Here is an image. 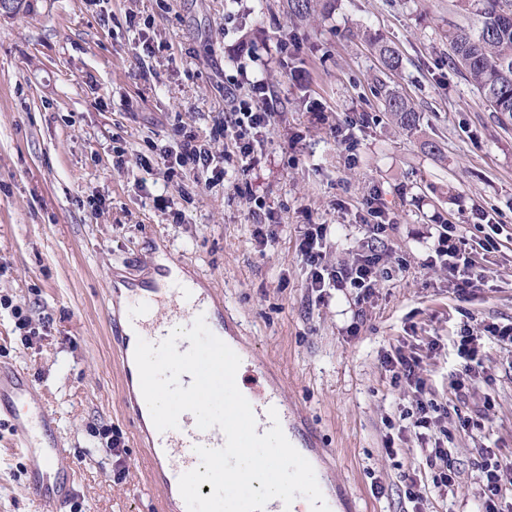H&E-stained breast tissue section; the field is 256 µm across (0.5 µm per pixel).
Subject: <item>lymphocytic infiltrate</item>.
<instances>
[{"label":"lymphocytic infiltrate","mask_w":512,"mask_h":512,"mask_svg":"<svg viewBox=\"0 0 512 512\" xmlns=\"http://www.w3.org/2000/svg\"><path fill=\"white\" fill-rule=\"evenodd\" d=\"M229 86L231 92L238 95L237 103L225 115L223 124L216 128L215 133L233 142L238 169L245 176L258 162L260 137L263 129L270 127L273 114L266 107L268 86L264 81L236 78L230 81ZM162 158L174 160L185 177L208 172L214 162L206 143L199 141L197 135L192 133L184 135L177 151H165ZM362 207L368 215L364 222L367 243L349 262L336 265L326 263L327 225L300 224L296 227L297 251L309 269L308 286L317 300H324L330 291L345 287L354 288L361 302L368 301L375 293L382 261L375 244L385 237L391 223L386 219L387 211L379 190H372ZM466 245L465 238L456 235L452 226L442 225L438 232L434 261L447 271L449 287L460 295L466 294L468 289L476 287L485 278L483 271L475 270L466 254ZM421 363V357L414 352L407 354L397 350L382 357L384 368L392 372L394 380H405L417 395L412 426L418 430L419 440L425 443L422 454L427 465L437 470L434 486L444 495L453 487L455 472L448 460L447 449L441 443L430 440L429 432L436 424L435 414L440 407L423 397L425 382L421 376ZM482 481L484 500L481 512H502L500 500L512 495V462L489 455L483 464Z\"/></svg>","instance_id":"f902f5d3"}]
</instances>
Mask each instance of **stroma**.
<instances>
[{
    "mask_svg": "<svg viewBox=\"0 0 512 512\" xmlns=\"http://www.w3.org/2000/svg\"><path fill=\"white\" fill-rule=\"evenodd\" d=\"M459 20L452 0H338L327 19L304 22L289 20L286 0H32L30 12L0 16V366L28 374L74 472L64 510L34 501L32 462L1 421L0 512H161L106 312L117 285L151 281L161 254L223 300L318 432L321 468L356 512H479V448L512 461V346L484 339L465 396L448 383L463 326L512 324V117L449 66L444 33ZM360 27L400 51L392 83L414 103L418 131L395 126L373 96L377 56L349 36ZM243 71L272 90L274 121L247 177L279 224L264 247L233 163L198 191L191 178L169 180L160 158L183 128L223 160L227 143L210 134L232 105L225 83ZM356 112L365 121L350 152L336 131ZM374 188L393 222L391 279L362 304L352 288L315 301L295 225H330L328 264L350 261L365 240L355 215ZM477 209L494 218L493 235L475 228ZM448 223L487 270L463 297L431 263ZM14 306L47 332L23 343ZM398 348L423 355L426 396L448 405L440 423L456 484L443 498L401 428L414 391L381 364ZM116 434L117 461L105 452ZM408 472L421 506L404 495Z\"/></svg>",
    "mask_w": 512,
    "mask_h": 512,
    "instance_id": "35a3bbf8",
    "label": "stroma"
}]
</instances>
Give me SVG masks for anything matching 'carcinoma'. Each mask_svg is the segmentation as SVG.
Listing matches in <instances>:
<instances>
[{"instance_id":"carcinoma-1","label":"carcinoma","mask_w":512,"mask_h":512,"mask_svg":"<svg viewBox=\"0 0 512 512\" xmlns=\"http://www.w3.org/2000/svg\"><path fill=\"white\" fill-rule=\"evenodd\" d=\"M334 7L335 0H288V15L306 20L317 10L328 14ZM454 8L469 23L448 26L449 60L492 111L512 115V0H455ZM356 36L373 47L384 73L401 68L400 54L386 41L368 29L357 31ZM374 88L384 111L397 125L407 131L417 129L416 110L406 96L381 78Z\"/></svg>"}]
</instances>
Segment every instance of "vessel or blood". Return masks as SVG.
Returning a JSON list of instances; mask_svg holds the SVG:
<instances>
[{
  "label": "vessel or blood",
  "mask_w": 512,
  "mask_h": 512,
  "mask_svg": "<svg viewBox=\"0 0 512 512\" xmlns=\"http://www.w3.org/2000/svg\"><path fill=\"white\" fill-rule=\"evenodd\" d=\"M200 316L211 318L212 311L191 289L180 288L167 293L156 284L133 289L125 316L112 325L113 338L119 346L124 386L130 388L140 384L130 327H139L156 345L166 337L165 324ZM264 370V365L245 359L236 374V384L252 407L257 434H264L277 421L291 444L310 442L311 433L297 428L293 421L294 413L278 390H259ZM32 397L33 386L21 369L0 367V413L7 414L12 421L16 448L38 454L40 458L30 473L28 492L36 500L59 503L68 492L70 476L60 463L61 445L50 437L54 418L44 411L30 413ZM145 438L151 456V478L163 490L168 512H187L179 491V478L199 465L196 446H224L223 432L217 427L199 429L195 418L186 414L181 417L178 428L164 432L150 428L146 430Z\"/></svg>",
  "instance_id": "1"
}]
</instances>
